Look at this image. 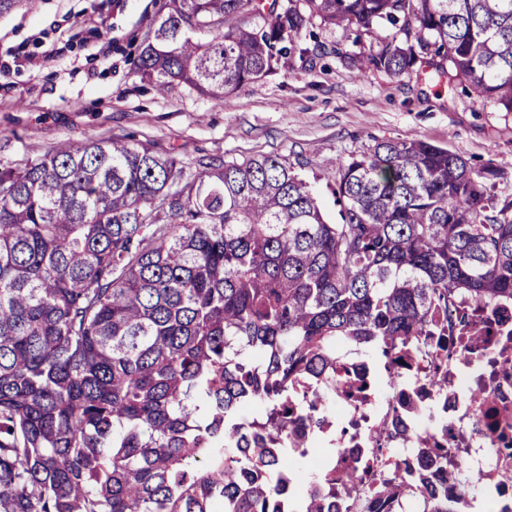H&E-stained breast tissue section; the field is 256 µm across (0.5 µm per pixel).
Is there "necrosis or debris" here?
<instances>
[{
    "instance_id": "obj_1",
    "label": "necrosis or debris",
    "mask_w": 512,
    "mask_h": 512,
    "mask_svg": "<svg viewBox=\"0 0 512 512\" xmlns=\"http://www.w3.org/2000/svg\"><path fill=\"white\" fill-rule=\"evenodd\" d=\"M483 314L490 331L470 336L456 327L441 338L421 337L413 364L392 370L380 387L360 386L358 377L370 366L354 351L337 348L340 374L358 387L356 398L336 392L323 425L301 420L289 429V440L304 449L319 446L310 457L317 470L327 468L321 451L330 446L337 458H357L362 495L384 471L414 459L421 443L433 447L446 440L460 485L479 479L483 498L499 504V512H512V303ZM440 344L448 355V384L434 398L427 391L428 365Z\"/></svg>"
}]
</instances>
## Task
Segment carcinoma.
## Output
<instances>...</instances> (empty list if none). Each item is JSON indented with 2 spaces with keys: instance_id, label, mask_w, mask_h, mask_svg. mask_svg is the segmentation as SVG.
I'll list each match as a JSON object with an SVG mask.
<instances>
[{
  "instance_id": "obj_1",
  "label": "carcinoma",
  "mask_w": 512,
  "mask_h": 512,
  "mask_svg": "<svg viewBox=\"0 0 512 512\" xmlns=\"http://www.w3.org/2000/svg\"><path fill=\"white\" fill-rule=\"evenodd\" d=\"M396 33L350 58L312 19ZM416 65L512 112V0H167L131 73L216 101L327 54ZM490 167L382 140L308 181L276 156H178L63 142L0 169V512H334L330 479L281 506L280 447L302 383L319 421L336 346L404 357L448 335V306L512 301V199ZM259 403V417L241 411ZM396 468L369 512H457L450 451ZM242 466L253 470L238 482Z\"/></svg>"
}]
</instances>
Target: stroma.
<instances>
[{
    "instance_id": "obj_1",
    "label": "stroma",
    "mask_w": 512,
    "mask_h": 512,
    "mask_svg": "<svg viewBox=\"0 0 512 512\" xmlns=\"http://www.w3.org/2000/svg\"><path fill=\"white\" fill-rule=\"evenodd\" d=\"M165 0H34L0 14V168L64 140L128 138L191 164L276 155L301 164L330 220L323 174L374 140H422L492 166L512 198V112L435 76L355 74L332 55L216 101L136 78L129 56Z\"/></svg>"
}]
</instances>
